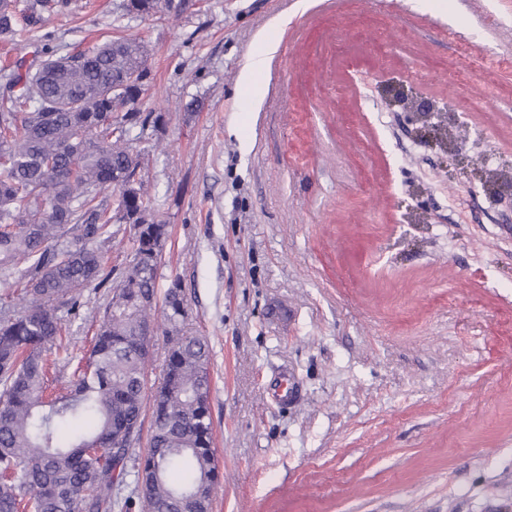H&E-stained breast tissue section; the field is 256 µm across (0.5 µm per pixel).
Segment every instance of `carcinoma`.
<instances>
[{
    "label": "carcinoma",
    "mask_w": 512,
    "mask_h": 512,
    "mask_svg": "<svg viewBox=\"0 0 512 512\" xmlns=\"http://www.w3.org/2000/svg\"><path fill=\"white\" fill-rule=\"evenodd\" d=\"M64 0H0V38L16 40ZM172 0H123L130 17ZM38 64L0 68V273L18 302L0 304V512H212L219 480L209 398L210 345L182 325L180 282L159 293L168 225L138 178L139 144L161 115L138 108L148 45L117 37L85 48L48 33ZM118 192L115 208L100 200ZM130 224L126 265L108 266L112 238ZM111 288L92 347L68 387L47 395L48 357L62 344L88 288ZM168 347L148 385L152 341ZM151 411L146 465L137 446Z\"/></svg>",
    "instance_id": "1"
}]
</instances>
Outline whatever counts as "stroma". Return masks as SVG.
I'll use <instances>...</instances> for the list:
<instances>
[{
    "label": "stroma",
    "instance_id": "stroma-1",
    "mask_svg": "<svg viewBox=\"0 0 512 512\" xmlns=\"http://www.w3.org/2000/svg\"><path fill=\"white\" fill-rule=\"evenodd\" d=\"M121 2L43 29L150 48L141 175L169 230L159 286L180 279L212 348V512H512V205L448 178L384 103L414 86L465 114V155L512 164V0ZM108 299L87 290L71 348ZM284 365L286 410L264 393ZM120 7L123 12L122 16H151L170 10L172 0H125Z\"/></svg>",
    "mask_w": 512,
    "mask_h": 512
}]
</instances>
